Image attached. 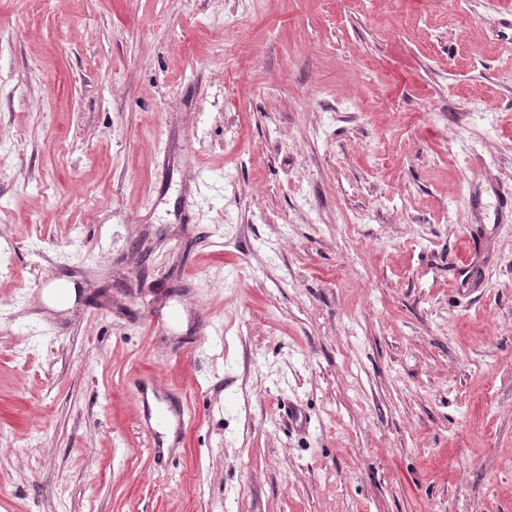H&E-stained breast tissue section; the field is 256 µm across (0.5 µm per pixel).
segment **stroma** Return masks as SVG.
I'll return each instance as SVG.
<instances>
[{
  "mask_svg": "<svg viewBox=\"0 0 512 512\" xmlns=\"http://www.w3.org/2000/svg\"><path fill=\"white\" fill-rule=\"evenodd\" d=\"M510 193L512 0H0V512H512ZM150 387L158 403H165L166 407L157 406L153 421H151V412L145 403V395L147 388ZM136 390L140 402L143 404L144 409L147 410V417L142 424L143 431L147 437L148 451L154 459H159L163 453L160 448L163 446V430L171 424L170 412L176 417L177 426L180 428L184 424V410L181 413L175 412V405L172 404L171 398L174 395V390L166 389L161 386L153 378L136 379Z\"/></svg>",
  "mask_w": 512,
  "mask_h": 512,
  "instance_id": "1",
  "label": "stroma"
}]
</instances>
